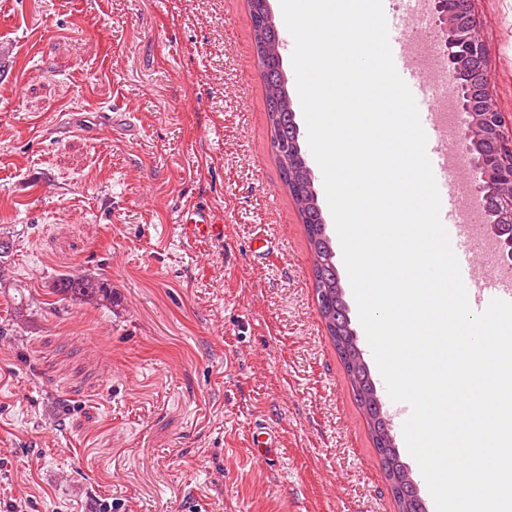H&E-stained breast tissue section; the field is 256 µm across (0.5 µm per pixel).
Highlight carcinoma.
<instances>
[{"label": "carcinoma", "mask_w": 512, "mask_h": 512, "mask_svg": "<svg viewBox=\"0 0 512 512\" xmlns=\"http://www.w3.org/2000/svg\"><path fill=\"white\" fill-rule=\"evenodd\" d=\"M262 0H250L255 52L265 84L266 110L270 126V145L288 143L290 158H277L284 185L288 188L313 254V288L320 314L349 379L355 400L370 428L374 448L398 506V512H427L424 499L412 482L393 436L384 433L388 417L382 410L376 385L363 358L357 333L352 327L345 290L336 267V252L326 231V222L312 179L307 155L301 145L296 116L278 112L274 97L290 96L288 80L281 79L283 64L279 56L266 55L262 43H278L279 29L274 19L262 23ZM60 300L80 304H112V285L102 277L82 272L58 274L51 283Z\"/></svg>", "instance_id": "carcinoma-1"}]
</instances>
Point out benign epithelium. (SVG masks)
<instances>
[{
    "instance_id": "obj_1",
    "label": "benign epithelium",
    "mask_w": 512,
    "mask_h": 512,
    "mask_svg": "<svg viewBox=\"0 0 512 512\" xmlns=\"http://www.w3.org/2000/svg\"><path fill=\"white\" fill-rule=\"evenodd\" d=\"M434 15L449 28L446 40V60L455 70L466 62H477L487 69L488 52L480 34V19L475 10L467 17L457 20L448 10L447 0H434ZM480 92L484 104L482 113H476L473 107L475 92ZM458 112L462 116V136L467 140L470 131L479 122L490 124L493 133L502 146L496 155L475 154L465 149L471 182L484 203L483 215L489 223V234L498 242L497 255L500 263L512 266V194L499 195V216L490 210L489 199L493 188L503 182L512 183V136L506 134V128L512 125V118L493 105L488 83L478 90L470 85L457 87L454 92Z\"/></svg>"
}]
</instances>
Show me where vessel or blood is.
I'll return each instance as SVG.
<instances>
[{
	"instance_id": "obj_1",
	"label": "vessel or blood",
	"mask_w": 512,
	"mask_h": 512,
	"mask_svg": "<svg viewBox=\"0 0 512 512\" xmlns=\"http://www.w3.org/2000/svg\"><path fill=\"white\" fill-rule=\"evenodd\" d=\"M387 30L395 68L415 99L427 137L426 153L441 199L440 219L458 259L469 305L480 312L495 298L512 302V276L487 278L480 274L485 264V234L477 229L479 206L474 201L466 206L460 201L459 185L466 176L462 157L438 122L432 105L436 92L434 82L406 52L407 40L414 32L413 25L407 18H392L387 22ZM180 223L183 235L188 238H213L224 233L221 219L206 205L187 211ZM274 446L273 432L267 426L256 425L251 435L254 456L262 461L269 460Z\"/></svg>"
}]
</instances>
